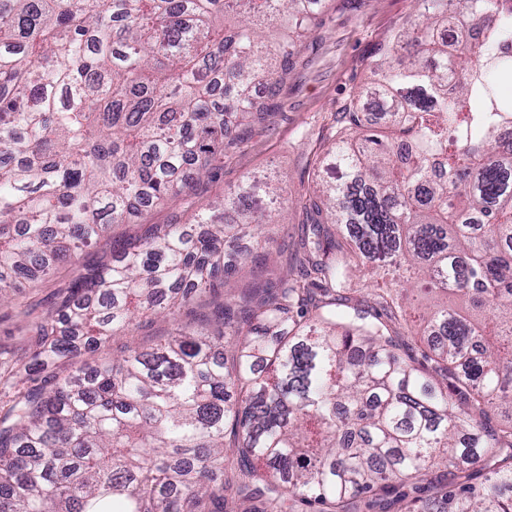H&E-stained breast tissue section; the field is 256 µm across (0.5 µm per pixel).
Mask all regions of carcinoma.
I'll use <instances>...</instances> for the list:
<instances>
[{"instance_id":"1","label":"carcinoma","mask_w":512,"mask_h":512,"mask_svg":"<svg viewBox=\"0 0 512 512\" xmlns=\"http://www.w3.org/2000/svg\"><path fill=\"white\" fill-rule=\"evenodd\" d=\"M321 160L292 277L247 280L242 237L290 202L253 177L154 224L35 323L32 385L0 372V512H512V9L417 0ZM326 0H0V302L211 178L260 122ZM453 25L482 38L450 45ZM389 121L366 128L363 102ZM481 107L474 109L471 102ZM418 150L403 165L402 141ZM445 157L446 180L428 179ZM480 214L482 224L465 223ZM420 282L434 362L397 348L402 306L357 273ZM151 315L150 351L48 372ZM237 460L226 475V450ZM444 482L428 499L420 483Z\"/></svg>"}]
</instances>
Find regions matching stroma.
<instances>
[{
	"label": "stroma",
	"instance_id": "obj_1",
	"mask_svg": "<svg viewBox=\"0 0 512 512\" xmlns=\"http://www.w3.org/2000/svg\"><path fill=\"white\" fill-rule=\"evenodd\" d=\"M417 10L416 0H330L321 26L295 54L288 79L276 95L268 96L265 85L255 86V96L270 97V114L241 143L225 151L224 167L211 181L190 186L177 198L148 209L139 223L113 225L99 247L65 264L55 276L20 289L16 302L0 305V358L25 354L27 318L54 313L58 293L85 266L109 261L112 242L140 236L148 225L187 217L193 205L233 190L250 177L279 180L294 195L307 189L317 154L334 141L338 112L380 63L381 49L393 31L413 20ZM279 221L281 255L268 263L255 260L253 270L278 276L294 271L303 214L291 206L282 211Z\"/></svg>",
	"mask_w": 512,
	"mask_h": 512
}]
</instances>
